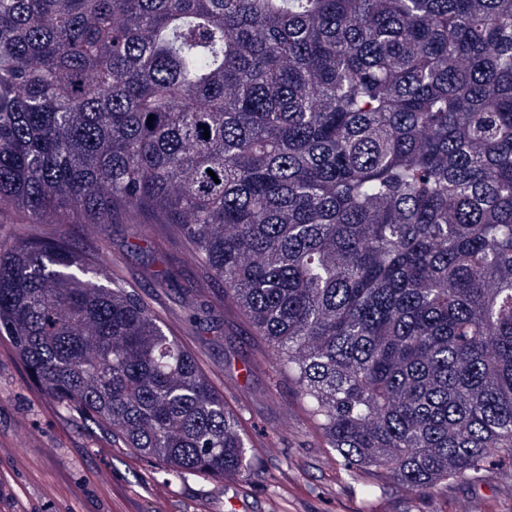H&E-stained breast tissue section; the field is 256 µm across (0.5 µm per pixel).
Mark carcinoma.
<instances>
[{
	"mask_svg": "<svg viewBox=\"0 0 512 512\" xmlns=\"http://www.w3.org/2000/svg\"><path fill=\"white\" fill-rule=\"evenodd\" d=\"M3 206L186 244L349 473L512 460V0H0ZM108 254L0 241V335L169 480L250 477Z\"/></svg>",
	"mask_w": 512,
	"mask_h": 512,
	"instance_id": "carcinoma-1",
	"label": "carcinoma"
}]
</instances>
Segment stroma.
<instances>
[{
  "mask_svg": "<svg viewBox=\"0 0 512 512\" xmlns=\"http://www.w3.org/2000/svg\"><path fill=\"white\" fill-rule=\"evenodd\" d=\"M64 235L75 247L97 252L109 243L112 268L149 301L193 353L227 406L240 413L256 472L248 480L193 476L170 483L153 461L135 454L75 412L59 410L32 384L10 340L0 335V512H512V461L493 463L486 482H456L434 496L395 487L374 498L360 492L370 471L348 473L325 447L287 377L263 364L265 344L239 315L189 322L185 290L199 277L181 262V247L165 242L152 251L128 248L127 228L111 225L89 234L69 224L30 223L0 211V239L20 232ZM174 266L175 281L154 287L150 269ZM255 362L253 373L244 365Z\"/></svg>",
  "mask_w": 512,
  "mask_h": 512,
  "instance_id": "1",
  "label": "stroma"
}]
</instances>
